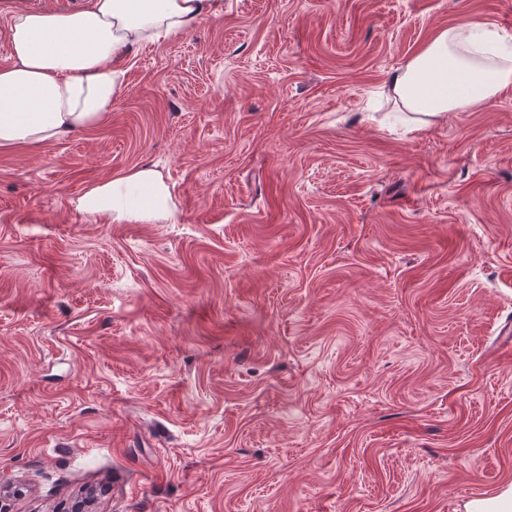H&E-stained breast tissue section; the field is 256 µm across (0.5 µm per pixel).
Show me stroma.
Returning <instances> with one entry per match:
<instances>
[{"label":"stroma","instance_id":"stroma-1","mask_svg":"<svg viewBox=\"0 0 512 512\" xmlns=\"http://www.w3.org/2000/svg\"><path fill=\"white\" fill-rule=\"evenodd\" d=\"M512 0H224L111 118L0 152L11 512L512 502V90L425 134L367 100ZM166 224L75 206L141 167Z\"/></svg>","mask_w":512,"mask_h":512}]
</instances>
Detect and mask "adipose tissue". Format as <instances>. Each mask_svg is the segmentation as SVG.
I'll list each match as a JSON object with an SVG mask.
<instances>
[{
    "mask_svg": "<svg viewBox=\"0 0 512 512\" xmlns=\"http://www.w3.org/2000/svg\"><path fill=\"white\" fill-rule=\"evenodd\" d=\"M222 0H88L81 9L13 11L0 67V150L60 140L99 126L124 86L118 58L132 48L190 31ZM512 89V33L474 19L436 31L380 92L408 133L467 112ZM78 209L114 224L173 219L168 185L139 168L100 183Z\"/></svg>",
    "mask_w": 512,
    "mask_h": 512,
    "instance_id": "adipose-tissue-1",
    "label": "adipose tissue"
}]
</instances>
